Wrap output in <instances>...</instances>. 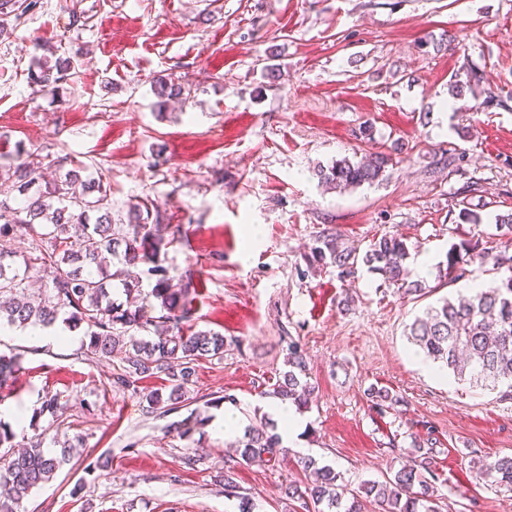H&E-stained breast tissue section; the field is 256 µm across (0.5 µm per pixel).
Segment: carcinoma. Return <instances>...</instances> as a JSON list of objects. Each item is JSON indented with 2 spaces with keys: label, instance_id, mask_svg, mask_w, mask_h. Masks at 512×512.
<instances>
[{
  "label": "carcinoma",
  "instance_id": "1",
  "mask_svg": "<svg viewBox=\"0 0 512 512\" xmlns=\"http://www.w3.org/2000/svg\"><path fill=\"white\" fill-rule=\"evenodd\" d=\"M40 0H0V36L9 34V20L35 11ZM71 76L68 59L47 56L35 62L30 83L59 85ZM162 107L170 99L186 102V88L166 76L154 82ZM391 158L383 153L360 161L347 157L319 170L321 183L340 191L386 179ZM69 157L57 160L55 176L47 179L39 155L16 151L0 160V181L11 184L13 199H0V321L12 326H52L57 321L70 330L84 328L86 354L110 358L122 353L123 366L112 374L113 386L138 393L145 374H163L168 395L154 390L146 395L148 408L171 412L177 405L197 402L190 396L196 368L203 360L224 358V334L193 329L190 295L192 278L176 288L167 265L169 248L179 241V226L165 223L158 204L147 198L129 206L126 217L112 216V188L100 174ZM31 238L32 247L15 261L11 241L17 234ZM476 245L463 239L450 245L442 278L463 276ZM315 262H328L341 271L362 261L388 283L407 294L425 290L408 277L410 252L404 240L384 235L369 245L363 256L338 246L336 237L323 235L311 247ZM51 274L48 288L28 293L31 271ZM150 290L143 289V280ZM137 331L150 333L146 338ZM409 340L433 361L459 377L482 386L512 388V276L476 289L469 297L441 299L409 327ZM289 370L269 395L305 408L314 393L308 382L306 360L294 341L288 343ZM196 410L176 422L181 438L190 439L198 424ZM83 445L79 434L63 442L61 452L44 448L41 437L25 442L0 426V512H15L31 492L54 477L69 461L70 449ZM279 436L267 426L251 427L238 440L221 480L224 492L237 494L235 466L280 454ZM433 449L414 445L410 463L385 480H367L354 491L329 466L317 467L306 458L303 468L317 479L301 487L288 486V498L300 501L305 512H439V495L431 468ZM479 474L512 491V457L504 456L479 467Z\"/></svg>",
  "mask_w": 512,
  "mask_h": 512
}]
</instances>
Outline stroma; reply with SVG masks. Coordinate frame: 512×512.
<instances>
[{
    "label": "stroma",
    "mask_w": 512,
    "mask_h": 512,
    "mask_svg": "<svg viewBox=\"0 0 512 512\" xmlns=\"http://www.w3.org/2000/svg\"><path fill=\"white\" fill-rule=\"evenodd\" d=\"M49 51L72 76L40 90L28 70ZM159 75L191 86L190 101L156 111ZM459 80L472 83L460 95ZM18 146L104 173L114 214L155 200L181 227L168 264L192 275L196 327L225 341L223 359L196 369L205 423L183 440L173 424L186 410L147 409L162 375L124 392L112 385L120 355H85L82 331L67 343L0 335V356H21L0 389V425L44 434L53 453L54 438L85 439L18 512H239L243 496L253 512H303L285 493L311 481L303 456L355 490L429 438L441 512H512V492L478 473L512 456V396L449 370L431 376L407 338L441 298L512 273L475 261L437 285L451 243L504 248L495 218L512 213V0H41L0 38V154ZM380 152L392 158L383 182L339 193L316 175ZM465 207L481 224L461 220ZM251 224L261 234L249 243ZM331 233L360 254L403 238L411 279L431 293H404L361 263L310 264L315 239ZM292 340L315 388L301 412L305 451L238 467L240 495L226 496L219 474L234 442L213 422L229 406L245 424L268 420ZM378 391L392 407L377 406ZM53 395L62 417L42 410ZM89 457L109 459L107 473H86Z\"/></svg>",
    "instance_id": "1"
}]
</instances>
